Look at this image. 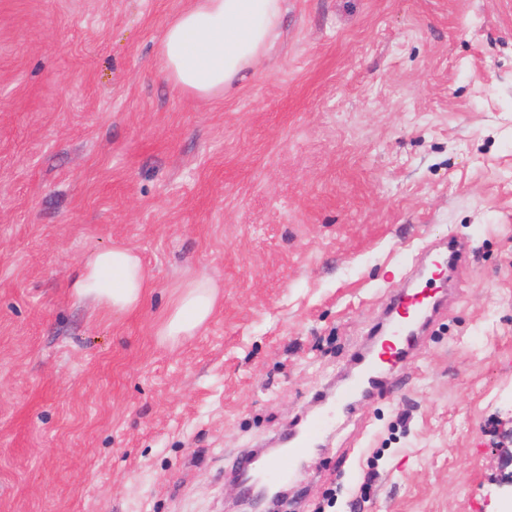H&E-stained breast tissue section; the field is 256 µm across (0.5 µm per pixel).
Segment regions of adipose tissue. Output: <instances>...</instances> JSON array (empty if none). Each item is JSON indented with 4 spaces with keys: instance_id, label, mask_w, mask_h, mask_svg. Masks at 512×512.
Masks as SVG:
<instances>
[{
    "instance_id": "1",
    "label": "adipose tissue",
    "mask_w": 512,
    "mask_h": 512,
    "mask_svg": "<svg viewBox=\"0 0 512 512\" xmlns=\"http://www.w3.org/2000/svg\"><path fill=\"white\" fill-rule=\"evenodd\" d=\"M282 17L283 0H192L167 26L161 67L189 95H222L263 60L280 34ZM70 286L106 314H124L140 305L149 278L135 250L113 245L87 253ZM216 303V290L205 277L187 281L171 302L162 336L195 335Z\"/></svg>"
}]
</instances>
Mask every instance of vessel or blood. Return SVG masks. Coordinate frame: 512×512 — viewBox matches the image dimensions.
Listing matches in <instances>:
<instances>
[{
  "instance_id": "obj_1",
  "label": "vessel or blood",
  "mask_w": 512,
  "mask_h": 512,
  "mask_svg": "<svg viewBox=\"0 0 512 512\" xmlns=\"http://www.w3.org/2000/svg\"><path fill=\"white\" fill-rule=\"evenodd\" d=\"M461 257V251L452 244L431 251L422 272L431 278H439ZM443 305V300L431 296L423 288L389 296L384 316L373 328L371 343L354 357L348 377L337 382L335 390L325 395V404L320 410L289 429L281 438L283 461L272 464L266 455L249 450L239 461V475L260 474L274 483L293 481L296 477V463L312 448L318 447L331 427L348 417L354 401L392 389L393 383L387 378V371L405 361L427 324Z\"/></svg>"
}]
</instances>
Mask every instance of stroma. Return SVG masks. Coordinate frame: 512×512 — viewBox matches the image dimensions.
<instances>
[{
    "instance_id": "1",
    "label": "stroma",
    "mask_w": 512,
    "mask_h": 512,
    "mask_svg": "<svg viewBox=\"0 0 512 512\" xmlns=\"http://www.w3.org/2000/svg\"><path fill=\"white\" fill-rule=\"evenodd\" d=\"M190 0H0V512H237L234 462L314 411L419 250L455 295L292 483L334 512H512V0H285L220 98L168 80ZM150 276L111 317L89 251ZM204 276L196 335L158 330ZM462 257L461 251L448 241V246L442 249L433 250L428 254L426 263L420 267L423 277L430 274L431 279L439 278L449 266H453ZM74 295L90 300L108 315L124 314L142 302L149 278L139 254L112 245L87 253L70 283Z\"/></svg>"
}]
</instances>
